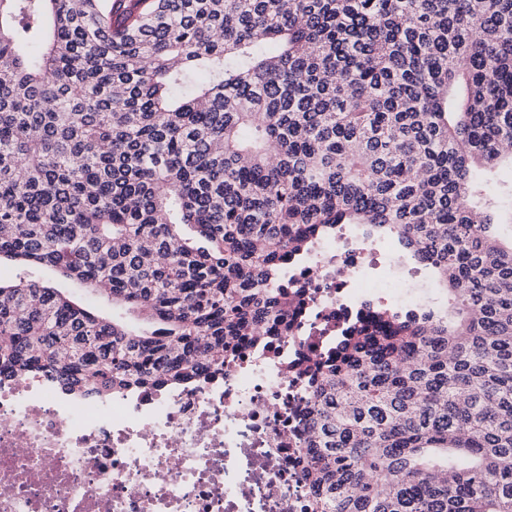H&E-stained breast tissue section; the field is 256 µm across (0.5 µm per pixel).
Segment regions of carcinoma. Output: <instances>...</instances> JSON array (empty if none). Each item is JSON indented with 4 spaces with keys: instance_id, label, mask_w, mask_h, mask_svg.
Returning a JSON list of instances; mask_svg holds the SVG:
<instances>
[{
    "instance_id": "obj_1",
    "label": "carcinoma",
    "mask_w": 512,
    "mask_h": 512,
    "mask_svg": "<svg viewBox=\"0 0 512 512\" xmlns=\"http://www.w3.org/2000/svg\"><path fill=\"white\" fill-rule=\"evenodd\" d=\"M512 0H0V376L83 397L286 336L338 225L447 295L354 320L302 431L313 512H512ZM23 272H26L30 279L36 280L42 285L58 288L65 295L88 307L94 314L104 318L112 317V305L109 302L99 299L81 288H74L70 281L64 279L55 271L46 268L23 267L2 259L0 264V279L2 282L12 281L16 278V275Z\"/></svg>"
}]
</instances>
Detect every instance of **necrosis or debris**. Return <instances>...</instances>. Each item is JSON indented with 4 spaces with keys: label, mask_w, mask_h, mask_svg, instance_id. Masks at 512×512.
<instances>
[{
    "label": "necrosis or debris",
    "mask_w": 512,
    "mask_h": 512,
    "mask_svg": "<svg viewBox=\"0 0 512 512\" xmlns=\"http://www.w3.org/2000/svg\"><path fill=\"white\" fill-rule=\"evenodd\" d=\"M283 278L292 331L243 344L219 373L108 399L0 377V512H308L300 361L333 354L377 303L424 309L433 296L343 230L290 256Z\"/></svg>",
    "instance_id": "1"
}]
</instances>
